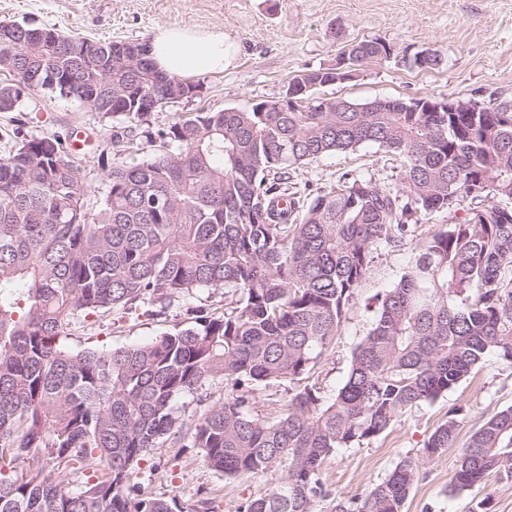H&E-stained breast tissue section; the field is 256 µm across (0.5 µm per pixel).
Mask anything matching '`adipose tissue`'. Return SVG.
Here are the masks:
<instances>
[{"mask_svg":"<svg viewBox=\"0 0 512 512\" xmlns=\"http://www.w3.org/2000/svg\"><path fill=\"white\" fill-rule=\"evenodd\" d=\"M229 53L223 31L181 25L159 29L149 44V56L159 71L185 79L223 71Z\"/></svg>","mask_w":512,"mask_h":512,"instance_id":"1","label":"adipose tissue"}]
</instances>
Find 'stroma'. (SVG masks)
Segmentation results:
<instances>
[{
    "mask_svg": "<svg viewBox=\"0 0 512 512\" xmlns=\"http://www.w3.org/2000/svg\"><path fill=\"white\" fill-rule=\"evenodd\" d=\"M0 20L101 42L149 40L158 29L179 24L223 31L233 49L223 72L203 77L198 96L159 109L133 129L123 120L41 91H24L18 108L0 112L2 158L24 138L77 130L90 134L91 145L71 151L70 157L91 189L88 204L93 209L104 197L106 173L152 153L161 132L175 122L199 112L247 111L261 102L278 101L291 79L334 64L348 45L365 39L386 41L391 56L358 67L347 81L319 88V95L358 102L470 99L487 109L512 108V0H0ZM423 51L440 54L443 66L414 67L415 55ZM404 170L402 156L365 145L300 166L291 171L290 181L314 195L349 173L401 191ZM447 221L444 211L422 216L407 244L379 248L334 348L302 377V385L319 388L327 398L336 393L346 379L354 346L371 327L369 300L393 287L412 250ZM190 305L223 307L224 292L201 289L168 310L119 324L106 313L75 318L65 329V344L79 351L146 343L181 327ZM510 407L512 364L488 354L474 373L434 403L415 407L363 444L329 455L323 479L330 497L321 502V512H330L335 497H357L379 483L403 457L417 453L452 409L459 412L457 444L426 462L404 512H512V479L492 476L470 490H450L459 445ZM279 478V472L271 471L228 479L211 470L196 449L166 446L149 451L131 476L145 494L174 496L188 508L212 499L219 512H237L248 498L272 489Z\"/></svg>",
    "mask_w": 512,
    "mask_h": 512,
    "instance_id": "stroma-1",
    "label": "stroma"
}]
</instances>
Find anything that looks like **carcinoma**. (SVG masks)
<instances>
[{
    "label": "carcinoma",
    "instance_id": "carcinoma-1",
    "mask_svg": "<svg viewBox=\"0 0 512 512\" xmlns=\"http://www.w3.org/2000/svg\"><path fill=\"white\" fill-rule=\"evenodd\" d=\"M90 39L0 21V112L24 90H47L95 112L143 90L164 107L201 83L160 72L123 42L96 41L86 70L70 52ZM381 40L341 51L349 67L389 56ZM334 65L289 83L298 103L198 112L162 134L153 156L117 165L95 211L63 150L67 138L23 141L0 158V512H216L131 483L151 449L196 448L226 478L271 470L273 489L238 512H317L329 495L323 464L433 403L495 351L512 363V112H365L370 102L319 97ZM374 144L407 161L406 194L356 176L307 206L285 193L288 170ZM482 202L433 233L393 288L376 297L369 334L326 400L298 389L275 417L250 412L254 387L295 383L334 346L381 245L397 247L421 214ZM224 289V313L188 309L190 326L151 342L71 351V317L122 322ZM221 377L224 401L202 389ZM194 394L198 416L176 402ZM457 412L414 455L332 512H402L422 466L453 446ZM90 472L78 489L68 475ZM512 478V408L461 448L451 491Z\"/></svg>",
    "mask_w": 512,
    "mask_h": 512
}]
</instances>
